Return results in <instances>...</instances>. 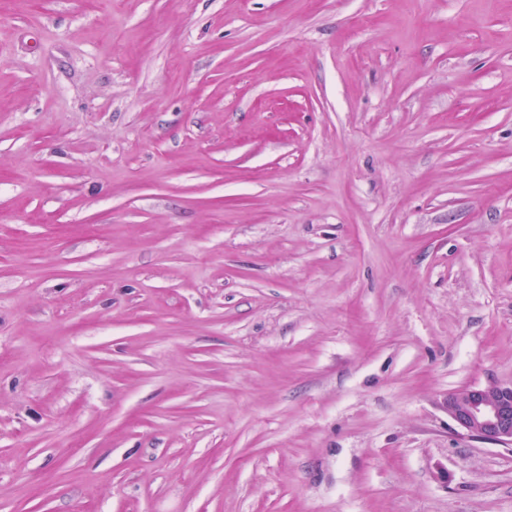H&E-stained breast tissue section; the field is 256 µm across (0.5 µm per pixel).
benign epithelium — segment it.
Instances as JSON below:
<instances>
[{"label": "benign epithelium", "mask_w": 512, "mask_h": 512, "mask_svg": "<svg viewBox=\"0 0 512 512\" xmlns=\"http://www.w3.org/2000/svg\"><path fill=\"white\" fill-rule=\"evenodd\" d=\"M448 415L483 441L512 446V384L467 387L448 395Z\"/></svg>", "instance_id": "benign-epithelium-1"}]
</instances>
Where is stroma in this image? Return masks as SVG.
<instances>
[{
    "instance_id": "35a3bbf8",
    "label": "stroma",
    "mask_w": 512,
    "mask_h": 512,
    "mask_svg": "<svg viewBox=\"0 0 512 512\" xmlns=\"http://www.w3.org/2000/svg\"><path fill=\"white\" fill-rule=\"evenodd\" d=\"M512 0H0V512H512ZM447 406L471 437L512 446V384L458 390L448 395Z\"/></svg>"
}]
</instances>
